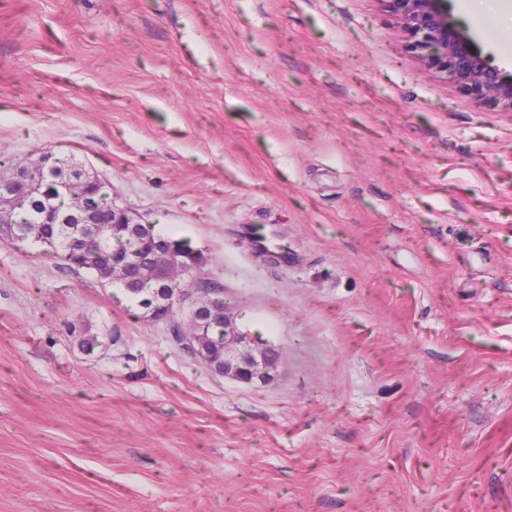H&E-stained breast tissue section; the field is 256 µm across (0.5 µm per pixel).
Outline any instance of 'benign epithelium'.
Wrapping results in <instances>:
<instances>
[{"mask_svg": "<svg viewBox=\"0 0 512 512\" xmlns=\"http://www.w3.org/2000/svg\"><path fill=\"white\" fill-rule=\"evenodd\" d=\"M392 2L399 24L415 49L427 53L439 71L450 74L475 96L512 112V73L491 65L469 29L448 12V0ZM106 189L107 183L99 177L45 152L36 162L16 166L9 176H0V240L19 249L24 247L29 231L19 224L18 213L42 191L51 199L39 217L46 229L44 254H52L63 237L69 252L83 256L91 239L107 245L114 239L115 230H120V235L141 243L148 255L147 274L159 283L140 299L138 306L153 321L166 323L173 316L172 300L162 286L196 272V256L176 251L169 240L155 234L152 225L142 223L131 209L106 201ZM133 265L130 253L111 249L108 281L126 284ZM216 324L224 325V376L245 384H265L274 378L280 350L251 343L249 337L235 329L225 304L209 297L194 302L187 321L178 322L182 345L217 369L213 353L200 346V337Z\"/></svg>", "mask_w": 512, "mask_h": 512, "instance_id": "1", "label": "benign epithelium"}]
</instances>
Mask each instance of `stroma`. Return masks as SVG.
I'll return each instance as SVG.
<instances>
[{
    "instance_id": "obj_1",
    "label": "stroma",
    "mask_w": 512,
    "mask_h": 512,
    "mask_svg": "<svg viewBox=\"0 0 512 512\" xmlns=\"http://www.w3.org/2000/svg\"><path fill=\"white\" fill-rule=\"evenodd\" d=\"M448 10L512 71V0ZM46 151L282 355L0 241V512H512V114L390 0H0V172Z\"/></svg>"
}]
</instances>
